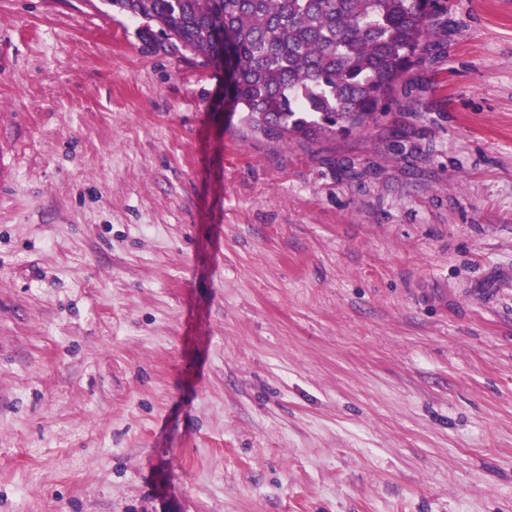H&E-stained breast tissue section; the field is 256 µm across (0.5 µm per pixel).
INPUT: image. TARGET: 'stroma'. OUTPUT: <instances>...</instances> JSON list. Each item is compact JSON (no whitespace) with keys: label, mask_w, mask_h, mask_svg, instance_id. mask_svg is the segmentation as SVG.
I'll use <instances>...</instances> for the list:
<instances>
[{"label":"stroma","mask_w":512,"mask_h":512,"mask_svg":"<svg viewBox=\"0 0 512 512\" xmlns=\"http://www.w3.org/2000/svg\"><path fill=\"white\" fill-rule=\"evenodd\" d=\"M447 6L281 140L104 0H0V512H512V0Z\"/></svg>","instance_id":"35a3bbf8"}]
</instances>
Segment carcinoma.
<instances>
[{
    "instance_id": "1",
    "label": "carcinoma",
    "mask_w": 512,
    "mask_h": 512,
    "mask_svg": "<svg viewBox=\"0 0 512 512\" xmlns=\"http://www.w3.org/2000/svg\"><path fill=\"white\" fill-rule=\"evenodd\" d=\"M159 27L171 50L220 69L227 103L274 138L333 136L364 125L396 84L441 46V0H107Z\"/></svg>"
}]
</instances>
